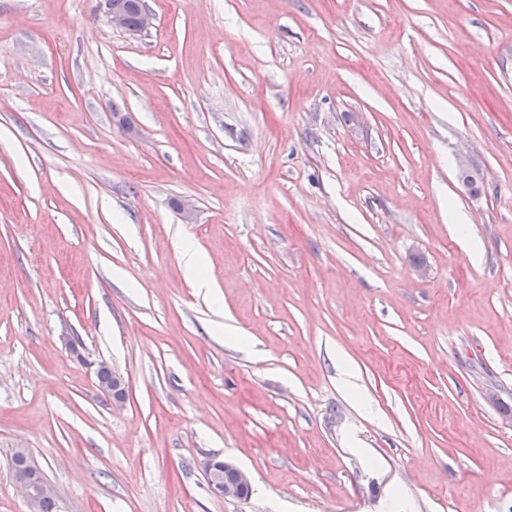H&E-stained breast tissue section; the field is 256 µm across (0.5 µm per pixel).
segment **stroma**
Wrapping results in <instances>:
<instances>
[{"instance_id":"obj_1","label":"stroma","mask_w":512,"mask_h":512,"mask_svg":"<svg viewBox=\"0 0 512 512\" xmlns=\"http://www.w3.org/2000/svg\"><path fill=\"white\" fill-rule=\"evenodd\" d=\"M98 3L0 0V512H512V0ZM100 2L103 17L112 29L123 31L129 36L135 37L148 31L153 26V14L145 7L140 9V22L138 26V12L135 9L128 14L126 23L127 10L133 7V5L138 7V1L136 0H103ZM181 258L186 276L193 280L198 288L210 290V283L204 279L201 273L203 262L199 253L189 245H182ZM101 368L103 369L97 377L98 381H110L112 379V382H98V386L111 401L113 409L120 410L127 401L128 383L121 373L112 370L104 363L98 366L97 374ZM27 455L29 454H27L24 448H18L17 453L10 459V470L16 487L20 490L25 499L28 511L39 512L40 500L42 497L54 496L56 494L52 484L47 479L38 487L31 484L27 475L32 482L36 484L43 481L45 475L42 469H40L34 462V466L27 469L29 464L26 458ZM25 469H27V474L25 473ZM205 475L211 494L217 498L244 500L251 495L252 485L248 475L226 460H209Z\"/></svg>"}]
</instances>
